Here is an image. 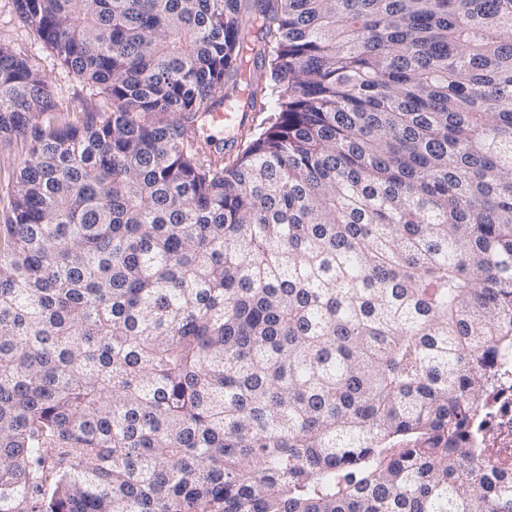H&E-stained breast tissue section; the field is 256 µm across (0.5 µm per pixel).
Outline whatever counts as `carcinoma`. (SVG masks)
I'll return each instance as SVG.
<instances>
[{
    "instance_id": "obj_1",
    "label": "carcinoma",
    "mask_w": 512,
    "mask_h": 512,
    "mask_svg": "<svg viewBox=\"0 0 512 512\" xmlns=\"http://www.w3.org/2000/svg\"><path fill=\"white\" fill-rule=\"evenodd\" d=\"M12 2L0 512H512V0ZM0 44L21 54H37L36 63L45 70L49 90L58 100V110L51 116L53 123L82 125L88 115L83 111V105L91 98L89 87L53 65L47 52L38 49L32 31L17 16L11 0H0ZM234 133L235 132L233 131V129L229 131L225 130L224 128H216L211 123L206 122L203 130L200 131L202 147L204 150H209V144H213L210 143V141L214 140L217 142L219 141L220 145H222L224 148V140H227V142L232 144V149L229 153L226 154L236 155L237 152L239 151L240 138H233ZM495 412L483 420L482 431L492 437L482 444L478 463L487 468L512 464V391L505 390L491 399Z\"/></svg>"
}]
</instances>
